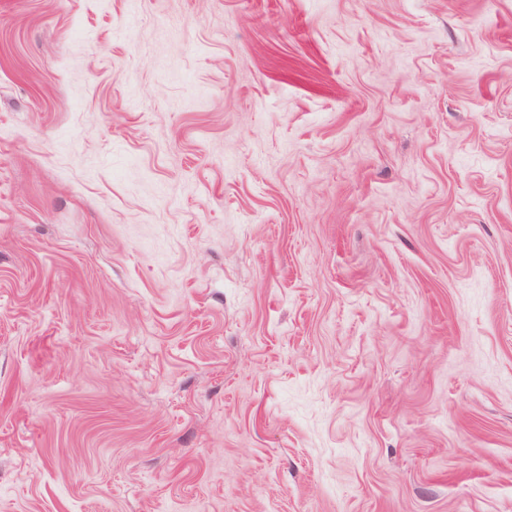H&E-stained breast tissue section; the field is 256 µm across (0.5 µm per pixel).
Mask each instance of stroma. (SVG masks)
<instances>
[{
    "instance_id": "1",
    "label": "stroma",
    "mask_w": 512,
    "mask_h": 512,
    "mask_svg": "<svg viewBox=\"0 0 512 512\" xmlns=\"http://www.w3.org/2000/svg\"><path fill=\"white\" fill-rule=\"evenodd\" d=\"M0 512H512V0H0Z\"/></svg>"
}]
</instances>
